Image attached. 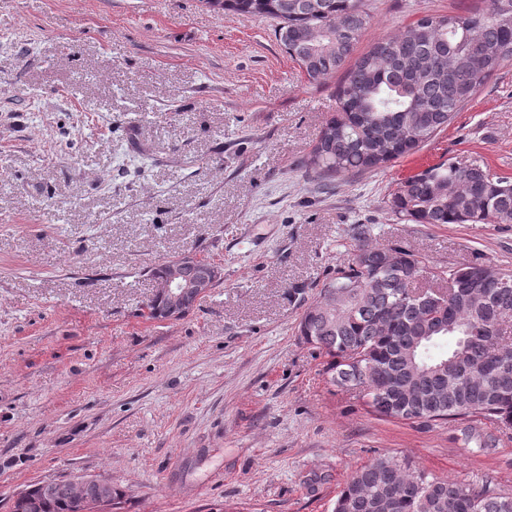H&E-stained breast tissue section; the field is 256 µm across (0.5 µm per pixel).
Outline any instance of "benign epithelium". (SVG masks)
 <instances>
[{
  "label": "benign epithelium",
  "instance_id": "benign-epithelium-1",
  "mask_svg": "<svg viewBox=\"0 0 512 512\" xmlns=\"http://www.w3.org/2000/svg\"><path fill=\"white\" fill-rule=\"evenodd\" d=\"M164 268V273L154 278V297L165 302L167 321L183 318L195 302L210 293L221 275L217 266L192 252L166 261ZM53 485V481L43 482L37 494L31 488L15 492L10 510L42 512L43 499ZM68 486L75 512H112V481L78 475L68 479ZM89 486L94 488L91 497L87 495Z\"/></svg>",
  "mask_w": 512,
  "mask_h": 512
}]
</instances>
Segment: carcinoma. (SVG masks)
<instances>
[{
  "mask_svg": "<svg viewBox=\"0 0 512 512\" xmlns=\"http://www.w3.org/2000/svg\"><path fill=\"white\" fill-rule=\"evenodd\" d=\"M422 18L374 44L346 70L341 112L308 167L321 178L377 168L448 127L489 78L512 65V0ZM213 9L278 22L286 53L316 82L344 67L369 21L363 0H206ZM390 209L417 224H512V179L477 162H442L403 181ZM394 258L388 259L387 253ZM358 245L324 284L297 336L325 357L323 373L373 412L430 422L482 417L512 428V273L483 263L433 267L416 254ZM428 273L446 292L414 286ZM446 351L429 354L438 341ZM44 512H74L58 483ZM332 512H512V495L471 490L379 458L356 471Z\"/></svg>",
  "mask_w": 512,
  "mask_h": 512,
  "instance_id": "1",
  "label": "carcinoma"
}]
</instances>
